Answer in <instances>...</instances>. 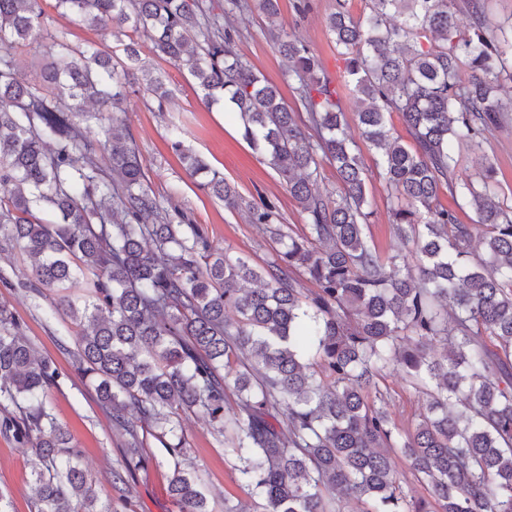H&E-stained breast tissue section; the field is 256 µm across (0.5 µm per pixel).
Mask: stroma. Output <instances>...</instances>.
Listing matches in <instances>:
<instances>
[{"mask_svg":"<svg viewBox=\"0 0 512 512\" xmlns=\"http://www.w3.org/2000/svg\"><path fill=\"white\" fill-rule=\"evenodd\" d=\"M296 0H279L278 21L284 33L306 42L316 53L322 69L334 81L342 98L349 132L357 138L367 168V187L375 213L367 228L371 244L384 256L403 250L387 217V188L378 176L377 151L360 140L355 121L352 85L345 74L343 56L326 26L329 15L338 7L354 17L369 12L368 0H309L305 12L295 8ZM43 27L48 31L66 32L71 46L83 50L91 46L120 56L122 47L115 38L90 29L74 16L62 13L55 0H43ZM269 20L259 8L236 15L233 37L236 46L255 72L275 85L291 108H299L300 97L294 82L288 79V63L268 34ZM144 66L161 71L170 91L167 111H157L154 100L144 90H136L127 99L126 128L131 134L144 164L147 182L160 201H172L179 213L201 225L215 248L228 250L255 266L264 268L275 258V245L265 227L249 223L246 212L231 211L223 202L204 189L202 177L189 176L178 156L172 151L168 129L179 124L185 129V143L211 167L224 174L236 187L244 203L269 200L276 204L282 223L301 229L305 215L300 204L290 195L278 173L244 140L232 114L222 107L206 106L202 92L187 70L175 62L159 58L147 38H140ZM488 158L495 167L497 198L512 206V112L488 134L478 150L461 149L455 174L465 181L475 177L479 158ZM178 195H171V188ZM30 260L19 248L0 241V305L6 306L19 323L39 355L51 361L63 377L49 393L53 415L71 435L82 462L94 478L101 499L112 500L122 512H179L169 493V481L175 468L196 471L208 499L210 512H226L227 508L250 503L246 487L236 480L230 461L224 457V437L203 415L187 412L179 417V432L186 441L187 453H169L149 432H140L144 462L138 469L125 471L124 451L127 437L112 423L111 415L101 406L94 386L82 380L73 367L71 351L79 326L68 319L46 317L55 294L46 290L34 294L18 286L17 279L26 272ZM388 403L393 423L399 430L413 429L426 410L428 397L411 388L395 372H388L380 385ZM123 480L113 483V473ZM30 461L16 447L13 439L0 433V489L10 496V512H31L29 486Z\"/></svg>","mask_w":512,"mask_h":512,"instance_id":"obj_1","label":"stroma"}]
</instances>
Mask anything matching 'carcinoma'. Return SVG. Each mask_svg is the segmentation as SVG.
I'll use <instances>...</instances> for the list:
<instances>
[{
	"label": "carcinoma",
	"mask_w": 512,
	"mask_h": 512,
	"mask_svg": "<svg viewBox=\"0 0 512 512\" xmlns=\"http://www.w3.org/2000/svg\"><path fill=\"white\" fill-rule=\"evenodd\" d=\"M225 2L220 13L204 0L56 5L118 40L129 29L145 33L158 56L196 80L206 105L237 114L244 139L301 204L303 230L280 223L270 202L242 205L176 124L170 143L185 169L206 175L226 208L272 226L276 258L258 270L215 250L200 225L173 221L122 118L135 84L163 110L162 76L131 44L115 62L98 49L75 51L66 33L44 30L41 0H0V101L9 102L0 107V239L32 259L21 286L59 289L54 309L88 322L76 370L128 436V468L141 462L137 424L181 453L174 418L200 412L231 444L224 455L263 512H333L338 496L357 512H512V208L495 201L492 164L475 180L455 178V147L480 148L507 112L500 91L512 79V32L488 26L485 0H464L470 32L459 28L458 0H369L362 19L343 9L328 18L362 136L379 153L389 222L412 242V265L369 243L366 168L316 54L269 30L302 119L234 48L224 20L249 0ZM33 44L49 64L25 82L13 52ZM392 112L411 143L391 135ZM325 161L336 170V201L313 189ZM443 191L471 205L477 223H459L439 204ZM298 274L317 290L304 294ZM432 342L443 350L429 351ZM391 369L430 397L404 435L379 387ZM61 378L0 306V402L15 408L0 411V433L31 456L34 512H116L112 500L99 501L48 407ZM398 455L428 497L405 491ZM199 481L172 475L179 512H209Z\"/></svg>",
	"instance_id": "carcinoma-1"
}]
</instances>
